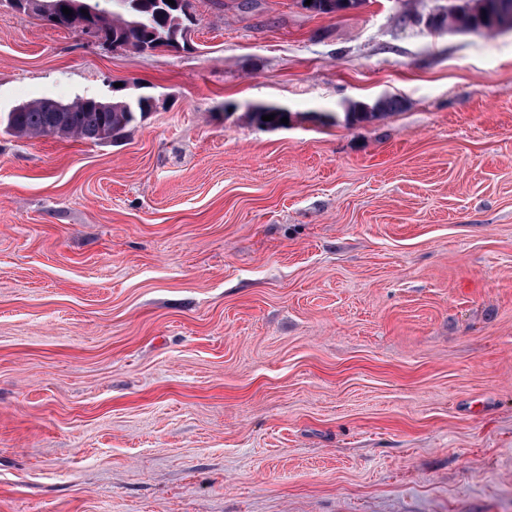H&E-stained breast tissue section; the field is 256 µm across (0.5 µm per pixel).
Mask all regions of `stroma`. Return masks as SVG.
I'll list each match as a JSON object with an SVG mask.
<instances>
[{"mask_svg": "<svg viewBox=\"0 0 512 512\" xmlns=\"http://www.w3.org/2000/svg\"><path fill=\"white\" fill-rule=\"evenodd\" d=\"M448 5L192 0L141 53L0 0V113L155 100L0 133V512H512V30ZM477 1L478 0H453L448 11L457 17L468 16L457 19L452 18V22H448V29L481 34L504 30V28L501 27L502 18L500 12L494 7L489 10L480 11L488 7V4L486 0ZM477 11L480 12L473 14ZM151 98H114L101 100L95 97H78L69 103L50 98L22 103L1 118L5 133L17 138H36L52 135L62 126L63 138L89 139L106 142L151 111ZM54 103L66 105L64 112H50ZM58 117V118H57ZM57 118V119H56ZM52 129V132H51ZM52 133V134H51ZM400 103L396 98L386 97L376 100L373 103L365 101H350L343 112L345 121L350 124H361L370 122L384 111L396 110ZM271 114H275L274 120H271V121H263L262 120V116L271 115ZM283 117H287L289 120V123H290V120L292 117L291 112H288V110H286L283 107H280L277 105H271V106L264 108L260 112H252L249 115V120L253 123H257L259 126H262V127H266L269 129H278V128H283V127L288 126V124L281 123V119Z\"/></svg>", "mask_w": 512, "mask_h": 512, "instance_id": "stroma-1", "label": "stroma"}]
</instances>
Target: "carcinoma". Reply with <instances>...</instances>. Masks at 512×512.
Segmentation results:
<instances>
[{"label": "carcinoma", "instance_id": "carcinoma-1", "mask_svg": "<svg viewBox=\"0 0 512 512\" xmlns=\"http://www.w3.org/2000/svg\"><path fill=\"white\" fill-rule=\"evenodd\" d=\"M71 0H44V11L36 16L54 28L71 30L74 28L70 16L62 8L70 7ZM88 15L85 23L105 38L129 49L144 52L161 45L177 46L187 40L189 26L195 24L191 13L190 0H121L124 12L114 13L105 7L108 0H82ZM501 14L496 8L480 11L473 15L457 18L448 23V29L488 34L502 30ZM56 100L41 98L22 103L0 119L5 133L17 138H36L51 134V129L61 126L63 137L89 139L106 142L115 139L123 131L151 111L150 98H114L101 100L95 97H78L67 103L63 112H53L51 107ZM399 107V101L392 97L376 100L373 103L351 101L344 112L345 121L350 124L369 122L385 111ZM274 115L271 121L262 120L264 115ZM291 113L283 107L271 105L249 115V120L262 127L278 129Z\"/></svg>", "mask_w": 512, "mask_h": 512}]
</instances>
